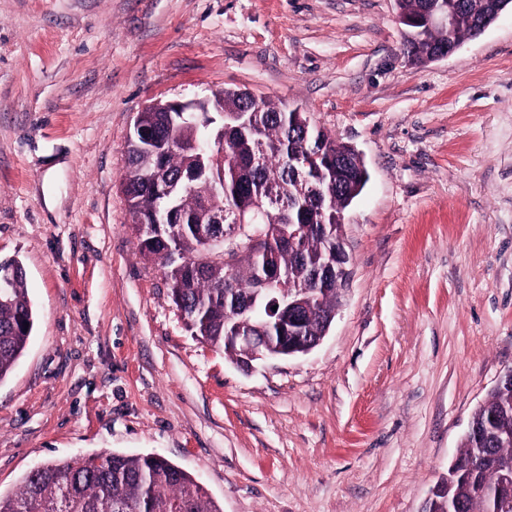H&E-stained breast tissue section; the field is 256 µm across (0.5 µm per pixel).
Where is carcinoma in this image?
I'll list each match as a JSON object with an SVG mask.
<instances>
[{
    "instance_id": "1",
    "label": "carcinoma",
    "mask_w": 512,
    "mask_h": 512,
    "mask_svg": "<svg viewBox=\"0 0 512 512\" xmlns=\"http://www.w3.org/2000/svg\"><path fill=\"white\" fill-rule=\"evenodd\" d=\"M431 2L396 0L400 19L421 15ZM456 4L462 8L453 30L459 41L480 35L472 23L474 17L491 20L498 10L511 6L512 0H456ZM447 45L448 31L433 28L415 36L405 33L403 51L419 64ZM245 111L250 112L256 133L237 136L224 144V152L203 157L192 150V144L206 143L219 125H174L168 112L143 113L144 124L154 136L166 139L173 134L185 143V148L165 157L166 176L177 179L203 164L210 179L224 180V191L206 198L195 190L184 193L175 223L164 226L158 237H146L143 225L152 223L159 207L152 189L158 160L141 142L131 140L123 190L132 215V231L141 253L163 271L173 302L198 338L222 348L224 336L239 320L256 333L270 335L265 307L259 303L252 309L250 305L257 273L265 265L275 264L283 275L282 287L312 297L301 307L302 332L305 339L315 340L324 334L326 317L335 312L338 299L334 282L322 299L314 298L318 283L313 277L312 259L326 249L320 225L331 224L334 234H340L344 211L366 184V168L352 147L309 124L306 113L265 100L252 104L247 92L224 89V121ZM296 155L308 163L306 175L316 185L302 195L299 186L303 178L289 164ZM327 158L343 164L341 179L325 165ZM273 192L274 199L270 197ZM205 202L211 210L224 213V223L193 225V217ZM243 203L264 208L261 223L266 233L262 242L250 245L247 237L240 235L235 242L224 243L233 259L230 266L222 256L202 261L199 270L173 261L177 249L188 256L195 252L196 231L224 234L228 225L235 223V209ZM284 224L307 226L293 251L280 245ZM17 266L10 288L0 292V382L22 356L35 323L26 272L22 263ZM472 421L477 428L463 438L457 460L466 463L479 453L486 455L487 461L474 471L463 466L448 468L438 498L456 503L458 512H499L498 464L512 460V442L489 445L485 435L512 437V388H495L476 408ZM97 458L90 454L48 460L31 469L18 493L0 492V512H223L191 473L161 455L113 452L103 455L104 461L98 465Z\"/></svg>"
}]
</instances>
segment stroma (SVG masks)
Listing matches in <instances>:
<instances>
[{
	"label": "stroma",
	"mask_w": 512,
	"mask_h": 512,
	"mask_svg": "<svg viewBox=\"0 0 512 512\" xmlns=\"http://www.w3.org/2000/svg\"><path fill=\"white\" fill-rule=\"evenodd\" d=\"M396 0H0V260L32 336L0 382V490L158 453L223 512H424L512 370V10L412 63ZM238 87L359 151L352 275L312 352L191 335L122 191L148 105Z\"/></svg>",
	"instance_id": "1"
}]
</instances>
